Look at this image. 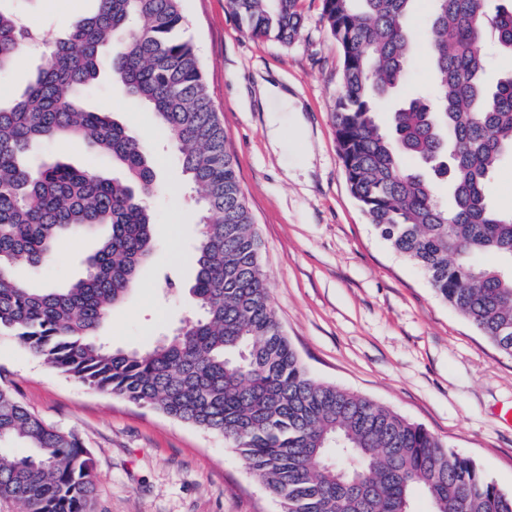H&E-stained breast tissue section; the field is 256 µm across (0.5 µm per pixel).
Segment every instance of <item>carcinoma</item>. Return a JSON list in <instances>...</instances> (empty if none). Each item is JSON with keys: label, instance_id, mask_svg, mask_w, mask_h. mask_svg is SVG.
Returning a JSON list of instances; mask_svg holds the SVG:
<instances>
[{"label": "carcinoma", "instance_id": "obj_1", "mask_svg": "<svg viewBox=\"0 0 512 512\" xmlns=\"http://www.w3.org/2000/svg\"><path fill=\"white\" fill-rule=\"evenodd\" d=\"M0 0V75L32 47L45 62L20 95L0 104V333L100 392L224 437L278 500L281 512H512L469 458L426 428L313 377L270 304L262 243L241 191L201 61L180 36V0H93L60 37ZM301 0H230L255 38L300 35ZM415 0H322V20L343 51L334 121L349 190L380 236L419 267L432 288L501 353L512 356V212L488 186L512 155V71L485 79L486 40L512 55V6L431 0L423 32L433 89L402 101L387 124L380 104L407 80L417 35ZM153 114L198 195L196 311L142 351L101 340L100 327L150 261L161 190L141 135L86 105L103 74ZM80 140L112 161V174L38 162L41 143ZM412 156L428 172L409 168ZM448 184V204L439 197ZM105 227L86 272L65 288L33 289L37 270L74 233ZM495 258L483 265L478 258ZM0 499L26 512H90L91 452L0 385Z\"/></svg>", "mask_w": 512, "mask_h": 512}]
</instances>
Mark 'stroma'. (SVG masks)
<instances>
[{"label":"stroma","instance_id":"1","mask_svg":"<svg viewBox=\"0 0 512 512\" xmlns=\"http://www.w3.org/2000/svg\"><path fill=\"white\" fill-rule=\"evenodd\" d=\"M92 0H17L16 11L63 30ZM184 33L234 155L248 209L262 240L271 305L309 372L389 407L471 458L512 492V357L500 353L448 307L424 274L394 252L351 196L333 112L341 92L342 50L321 21V0H302L295 42L245 33L227 0H182ZM288 88L303 109L258 105V79ZM111 104L137 128L155 159L163 217L156 249L125 301L99 334L141 350L193 314V265L183 262L198 234L174 149L151 113L101 78L88 104ZM282 143L272 146L270 123ZM37 157L111 172L108 158L68 141ZM94 234L66 242L49 265L19 269L34 288H59L85 272ZM0 382L42 420L76 436L94 456L93 512H280V505L223 437L89 388L0 336Z\"/></svg>","mask_w":512,"mask_h":512}]
</instances>
